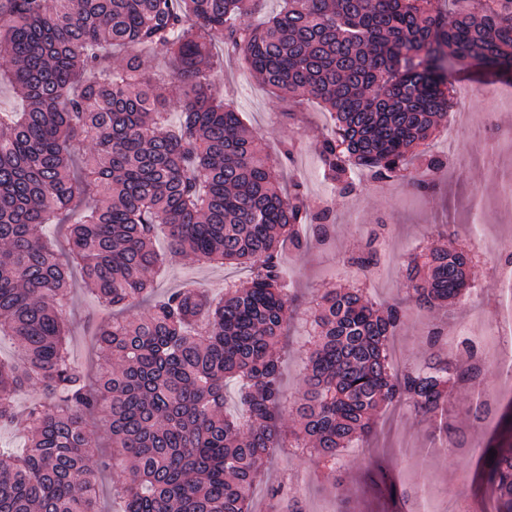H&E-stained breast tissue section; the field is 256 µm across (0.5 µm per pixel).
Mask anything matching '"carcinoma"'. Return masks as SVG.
I'll use <instances>...</instances> for the list:
<instances>
[{"mask_svg":"<svg viewBox=\"0 0 512 512\" xmlns=\"http://www.w3.org/2000/svg\"><path fill=\"white\" fill-rule=\"evenodd\" d=\"M261 2L0 0V82L24 102L0 116V336L16 346L15 362H0V423L24 440L20 452L0 453V512H99V474L116 461L130 466L117 487L124 512H250L283 435L339 485L342 450L396 404L435 420L445 452L469 439L448 405L454 390L485 384L475 346L460 341L465 360L444 353L435 327L423 364L396 371L388 355L405 303L443 308L471 293V251L461 245L409 257L405 303L378 306L358 284L318 292L302 390L287 404L279 343L297 303L282 249L306 251L333 217L309 206L300 183L282 193L261 140L212 91L210 45L223 33L225 51L274 94L313 98L334 114L315 146L333 193H353L364 170L431 192L445 160L424 145L453 107L457 67L512 81V0H283L263 26H242ZM101 44L151 50L168 60L173 85L151 83L138 53L113 66L91 51ZM172 108L183 115L176 134L166 129ZM51 222L64 230L62 248L43 235ZM160 231L175 252L243 265L248 276L219 299L203 288L151 299ZM387 232L371 230L346 267H378ZM76 271L105 309L151 300L145 317L99 325L105 365L93 381L70 358ZM229 380L239 383V417L224 411ZM34 387L41 397L18 414L16 393ZM490 413L497 437L481 448L479 482L493 512H512V406L481 396L471 426ZM98 417L112 454L94 468ZM267 493L285 500L282 512H305L302 498ZM377 494L385 512L409 497L385 475Z\"/></svg>","mask_w":512,"mask_h":512,"instance_id":"cac0c4a2","label":"carcinoma"}]
</instances>
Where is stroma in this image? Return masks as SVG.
<instances>
[{"instance_id": "obj_1", "label": "stroma", "mask_w": 512, "mask_h": 512, "mask_svg": "<svg viewBox=\"0 0 512 512\" xmlns=\"http://www.w3.org/2000/svg\"><path fill=\"white\" fill-rule=\"evenodd\" d=\"M456 85L465 90L454 109L429 139L434 153L451 155L453 163L441 177L435 193L425 195L405 180L374 181L362 178L356 194L327 196L320 164L313 148L316 137L331 129L334 118L318 103L303 101L292 105L263 88L235 56H225L224 70L214 79L217 95L233 100L243 120L262 139L271 161L282 164L286 180L304 185L311 201L327 198L335 218V230L324 245L312 248L303 259L285 254L283 263L302 288V303L291 322L282 351V388L287 399L298 396L305 366L307 336L305 319L314 294L324 288L347 284L355 273L344 259L362 242L375 224L390 228L384 262L366 279L376 301L404 298V261L416 246L437 239L442 221L459 231L458 240L479 261L473 262L468 278L472 294L446 310L411 309L406 324L393 340L392 350L399 366L428 358L425 337L433 325H444L449 337L478 335L480 327L471 322L480 312L484 322L507 313L506 302L494 291L498 269L505 264L512 247V201L505 184L512 179V86L497 85L494 97L483 96V82L469 67H462ZM293 140L292 160L282 154L284 140ZM156 247L166 253L168 263L158 278L157 294L179 288H206L221 294L228 278L245 279L246 271L225 265H208L193 258L172 254L166 239ZM70 312L72 354L80 368L97 371L101 360L93 346V329L100 320L94 298L75 289ZM430 421L407 408L380 411L376 434L371 441L383 468L399 477L404 486L419 487L428 503L441 512L456 500L476 501L477 456L467 451L439 453L431 448ZM266 478L281 482L286 493H301L307 512H381L367 471L361 443H354L343 455V484L336 487L324 480L314 457L278 453L266 466Z\"/></svg>"}]
</instances>
